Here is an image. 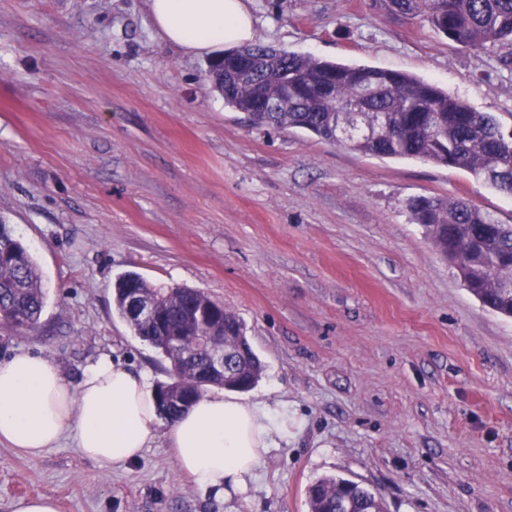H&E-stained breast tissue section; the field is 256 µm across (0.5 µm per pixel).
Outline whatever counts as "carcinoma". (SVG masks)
<instances>
[{
	"label": "carcinoma",
	"instance_id": "carcinoma-1",
	"mask_svg": "<svg viewBox=\"0 0 512 512\" xmlns=\"http://www.w3.org/2000/svg\"><path fill=\"white\" fill-rule=\"evenodd\" d=\"M410 19L428 21L448 41L474 52L512 46V0H384ZM249 74L240 81L210 73L224 88V103L255 125L300 128L330 143L379 158H413L460 169L512 196V128L478 112L464 100L414 75L366 65H349L260 44L238 49ZM270 97L288 93V111L255 112L250 84ZM413 223L422 225L433 247L462 271L466 288L491 309L512 316V224L463 198H422L406 203ZM154 299L160 322L129 314L133 292ZM39 268L27 248L0 220V327L19 335L33 331L46 304ZM113 310L131 335L154 348L169 364L167 380L155 388L158 415L170 423L186 411L205 362L197 337L224 343L214 327L233 334L229 348L245 352L228 365L224 389L248 392L264 367L252 350L237 316L224 303L194 288L150 282L138 274L117 278ZM309 512H380L382 498L358 483L322 477L307 490Z\"/></svg>",
	"mask_w": 512,
	"mask_h": 512
}]
</instances>
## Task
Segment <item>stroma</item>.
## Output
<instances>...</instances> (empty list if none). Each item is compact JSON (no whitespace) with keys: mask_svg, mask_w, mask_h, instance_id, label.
Returning <instances> with one entry per match:
<instances>
[{"mask_svg":"<svg viewBox=\"0 0 512 512\" xmlns=\"http://www.w3.org/2000/svg\"><path fill=\"white\" fill-rule=\"evenodd\" d=\"M254 42L407 72L512 125V47L476 54L383 0H246ZM209 60L166 45L147 0H0V219L47 302L0 328L70 381L107 354L166 380L113 311L116 278L197 288L243 321L265 365L251 401L286 413L258 478L219 502L152 448L109 469L71 440L38 458L0 444V512H309L324 476L387 512H512V318L484 307L411 222L462 197L512 224V198L462 170L378 158L251 124ZM12 508V512H58L56 501L48 496L18 499Z\"/></svg>","mask_w":512,"mask_h":512,"instance_id":"35a3bbf8","label":"stroma"}]
</instances>
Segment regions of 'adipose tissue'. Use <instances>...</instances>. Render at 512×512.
Instances as JSON below:
<instances>
[{
  "mask_svg": "<svg viewBox=\"0 0 512 512\" xmlns=\"http://www.w3.org/2000/svg\"><path fill=\"white\" fill-rule=\"evenodd\" d=\"M167 44L203 55L249 44L244 0H148ZM158 421L148 373L103 355L70 384L50 358L22 352L0 362V443L31 457L73 432L82 456L102 467L142 457ZM284 426L268 408L235 394L200 397L165 433L167 448L214 500L242 493Z\"/></svg>",
  "mask_w": 512,
  "mask_h": 512,
  "instance_id": "ef3b65f1",
  "label": "adipose tissue"
}]
</instances>
